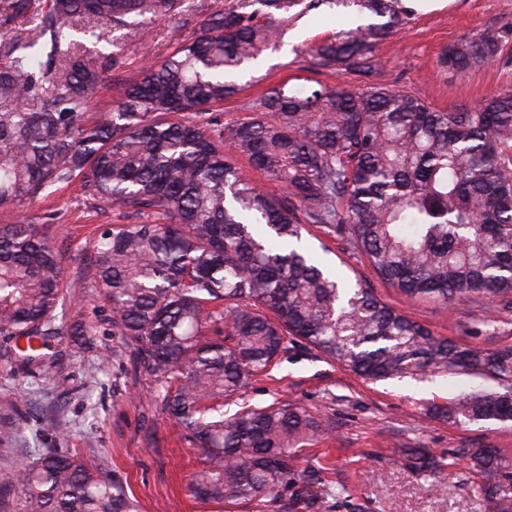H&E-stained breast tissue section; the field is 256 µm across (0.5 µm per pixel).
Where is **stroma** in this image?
Here are the masks:
<instances>
[{
	"mask_svg": "<svg viewBox=\"0 0 512 512\" xmlns=\"http://www.w3.org/2000/svg\"><path fill=\"white\" fill-rule=\"evenodd\" d=\"M350 20V13L326 6L291 19L280 46L265 51L242 79L240 93L225 100V125L242 119L244 105L257 103L267 88L305 85V48ZM486 32L502 37L497 60L463 72L439 66L444 49ZM133 40L135 51L125 56L119 80L94 96L89 117L112 109L142 63L162 60L174 49L163 21L141 22ZM377 54L382 65L376 84L409 92L440 112L476 107L512 88V0H446L430 11L412 8ZM25 212L43 225L64 258L65 305L56 311L55 335L45 339L35 361L24 362L16 340L0 336V473L46 450L76 453L104 475L123 479L140 512H256L249 503L203 504L191 496L188 486L203 468L201 453L181 437L157 382L135 365L132 343L114 335L112 309L91 286L93 243L121 216L78 181L26 205ZM303 240L348 281L366 284L437 335L491 350L512 348V309H501L498 300L452 307L410 301L334 237L312 226ZM477 384L473 377L443 373L366 381L292 344L274 367L225 400L224 413L284 400L333 426L331 436L313 439L297 453L299 468L323 469L330 486L318 512H484L475 479L455 452L484 446L512 457V422L456 425L428 414L432 405ZM413 446L452 464L437 477L416 473L399 459L401 449Z\"/></svg>",
	"mask_w": 512,
	"mask_h": 512,
	"instance_id": "obj_1",
	"label": "stroma"
}]
</instances>
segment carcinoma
Wrapping results in <instances>:
<instances>
[{"label": "carcinoma", "instance_id": "1", "mask_svg": "<svg viewBox=\"0 0 512 512\" xmlns=\"http://www.w3.org/2000/svg\"><path fill=\"white\" fill-rule=\"evenodd\" d=\"M353 9L351 27L309 50L316 73L376 75L377 47L403 24L400 0H227L189 38L145 63L109 112L86 109L118 77L122 59L88 49L94 23L126 40L141 19L170 21L184 0H0V207H21L75 179L129 219L94 247V287L112 308V331L135 345L165 409L200 448L191 483L202 503L251 501L288 508L281 492L315 507L320 470H300L296 449L332 431L289 403L224 418V398L288 351L295 337L371 382L450 372L497 382L431 413L453 424L512 421V349L435 335L357 283L351 287L302 244L316 224L364 256L408 298L512 301V90L473 109L440 112L416 96L318 81L280 84L250 116L224 126L214 107L236 96L230 76L280 42L279 24L302 5ZM494 34L444 50L439 65L464 71L494 60ZM280 182L271 196L238 159ZM146 215L148 224L136 222ZM265 232L255 231L257 225ZM63 258L39 224L0 225V334L22 350L55 335ZM224 326L209 340L205 324ZM418 472L446 466L425 448L403 449ZM481 479L488 512H512V458L462 448ZM18 486L26 512H137L122 479L76 454L48 451L0 479Z\"/></svg>", "mask_w": 512, "mask_h": 512}]
</instances>
